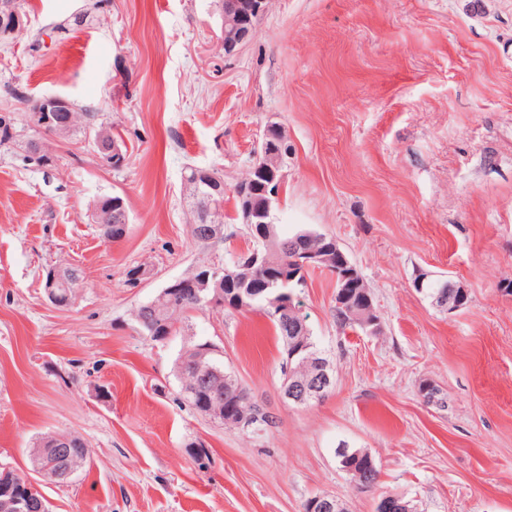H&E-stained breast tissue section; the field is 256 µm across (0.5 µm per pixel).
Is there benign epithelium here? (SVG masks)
Listing matches in <instances>:
<instances>
[{
  "mask_svg": "<svg viewBox=\"0 0 512 512\" xmlns=\"http://www.w3.org/2000/svg\"><path fill=\"white\" fill-rule=\"evenodd\" d=\"M269 0H224V14L222 15L221 29L224 34V53L230 54L236 48L250 39L254 33L258 19L266 12ZM28 24L27 15L18 6V0H0V39L7 41ZM35 117L30 123L34 136L26 143V152L29 158L36 161L41 167H50L54 164V155L48 149L43 135L51 131L67 130L72 121V103L59 95L43 96L34 102ZM98 155L103 160H112V167H123L126 155L124 146L115 138L105 139L98 136L94 139ZM260 153L262 159L255 163L245 179L239 181L233 192L241 201V212L245 224H272L275 211L280 206V200L285 186V156L288 155L286 140L278 127L268 126L262 136ZM192 182L208 191L207 195L196 194V198L211 201L215 197L224 196V181L209 170H195ZM219 206L213 204L204 213H199L198 206H193L192 229L196 233L204 234L214 241L224 236V225L215 220ZM91 217L95 224H129L128 212L123 202L116 201L113 207L102 210L91 209ZM341 253L339 243L331 239L327 253L318 255L305 249L302 251L304 261L303 269L321 266L339 282L336 291V306L349 312L363 330L373 334L378 320L372 317L376 310L369 308L362 311L353 304L352 289L357 286L356 278L359 270L355 265L345 263L338 269L331 266L329 253ZM198 275L193 280L182 277L169 281L161 291V299L169 306H180L177 298L181 297L182 290L188 288L193 296L212 309H218L224 304L223 292L219 288H212L210 284L220 273L216 266L203 263L196 268ZM69 268H53L46 282V293L49 300L58 307H65L72 303V298L61 300L58 289L66 286ZM298 296L293 293H281L271 300V307L276 314L289 320L290 334L306 329L305 321L300 319V312L295 307ZM316 372L304 379L293 378L291 366H286V380L283 384L285 397L295 403L301 404L316 399L325 394L333 381L332 369L325 360L316 361ZM42 449L43 461L37 463L38 473L47 480H54L60 476L67 478L75 473L78 458L71 454L70 448L75 444V436L66 433L51 434L44 440ZM20 492L6 498L0 497V512H46L44 501L35 496L37 487L31 480L17 481ZM343 502L330 495L317 496L310 499L307 505L308 512H342Z\"/></svg>",
  "mask_w": 512,
  "mask_h": 512,
  "instance_id": "benign-epithelium-1",
  "label": "benign epithelium"
}]
</instances>
